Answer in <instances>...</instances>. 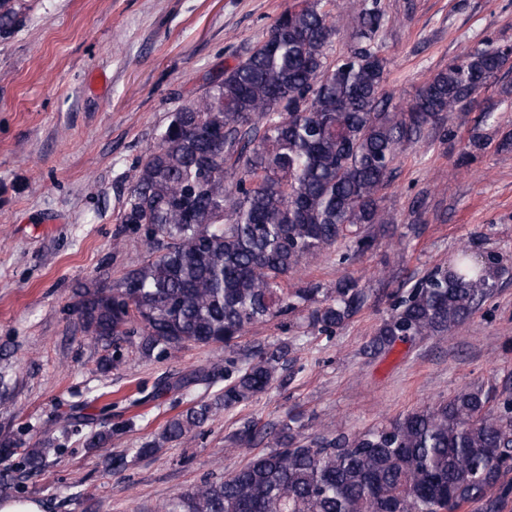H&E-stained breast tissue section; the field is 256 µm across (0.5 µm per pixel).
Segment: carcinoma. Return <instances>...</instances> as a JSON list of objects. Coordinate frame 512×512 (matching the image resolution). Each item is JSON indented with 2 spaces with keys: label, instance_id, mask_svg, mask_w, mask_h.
<instances>
[{
  "label": "carcinoma",
  "instance_id": "carcinoma-1",
  "mask_svg": "<svg viewBox=\"0 0 512 512\" xmlns=\"http://www.w3.org/2000/svg\"><path fill=\"white\" fill-rule=\"evenodd\" d=\"M351 13L355 46L334 60L336 9ZM379 0H299L268 35L182 103L136 166L120 223L144 227L146 259L110 287L75 289L83 330L117 345L141 337V351L167 354L184 343L218 350L255 325L308 308L309 324L331 333L368 303L358 280L341 277L288 288L301 261L349 249L344 264L376 247L387 231L381 192L398 149L427 126L475 103L480 78L512 70L503 47L467 49L431 75L406 105L383 89L386 58L374 45L384 24ZM22 22L14 0H0V36ZM505 273L499 255L469 245L455 263L397 291L391 311L365 345L371 356L398 343L451 332L489 298ZM290 344H257L242 366L227 360L219 402L171 419L160 437L135 449L148 456L229 410L266 393L288 361ZM211 368L169 378L157 392L209 384ZM261 436L251 420L235 433ZM62 452L56 439L19 450L0 443V460L22 456V470L0 474V497L16 480ZM512 503V393L481 385L354 435L341 431L301 442L284 423L273 448L240 469L203 480L154 512H506Z\"/></svg>",
  "mask_w": 512,
  "mask_h": 512
}]
</instances>
